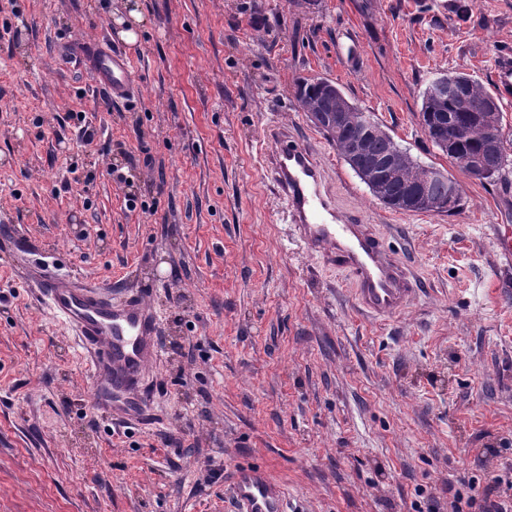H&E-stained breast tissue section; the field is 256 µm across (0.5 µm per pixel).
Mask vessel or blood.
Returning a JSON list of instances; mask_svg holds the SVG:
<instances>
[{"mask_svg":"<svg viewBox=\"0 0 512 512\" xmlns=\"http://www.w3.org/2000/svg\"><path fill=\"white\" fill-rule=\"evenodd\" d=\"M96 79L113 98L130 92L129 63L119 52L101 53ZM266 165L288 206L296 239L326 263H339L355 281V299L365 313L401 314L418 288L406 264L373 225L346 216L325 183L319 155L297 141L287 126H270ZM37 285L51 313L74 332L86 357L91 401L124 424L147 425L154 417L144 376L160 356V321L139 291L113 297L111 289L39 275ZM236 512H288L283 487L261 467H239L231 481Z\"/></svg>","mask_w":512,"mask_h":512,"instance_id":"b4317fda","label":"vessel or blood"}]
</instances>
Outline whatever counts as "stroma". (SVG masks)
Here are the masks:
<instances>
[{"instance_id": "35a3bbf8", "label": "stroma", "mask_w": 512, "mask_h": 512, "mask_svg": "<svg viewBox=\"0 0 512 512\" xmlns=\"http://www.w3.org/2000/svg\"><path fill=\"white\" fill-rule=\"evenodd\" d=\"M94 48L127 56L133 100L96 83ZM504 60L512 0H0V224L27 241L0 252V512H234L242 464L291 512H425L458 475L481 490L512 472V259L495 238L512 186L469 178L419 124L433 79L490 92ZM302 78L335 82L446 170L460 209L377 200L300 111ZM273 124L417 278L404 313L365 315L349 274L293 239ZM45 268L150 299L154 424L97 415L37 296Z\"/></svg>"}]
</instances>
